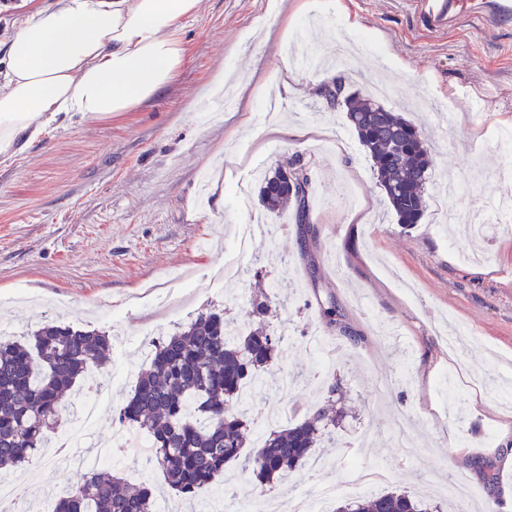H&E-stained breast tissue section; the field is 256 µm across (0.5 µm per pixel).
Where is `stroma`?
<instances>
[{
  "label": "stroma",
  "mask_w": 512,
  "mask_h": 512,
  "mask_svg": "<svg viewBox=\"0 0 512 512\" xmlns=\"http://www.w3.org/2000/svg\"><path fill=\"white\" fill-rule=\"evenodd\" d=\"M280 0H201L181 24L187 47L176 79L157 99L108 120L49 128L0 162V324L8 333L64 321L112 336L100 371L108 389L85 434L108 442L114 409L135 382L113 381L139 366L141 348L190 315L210 309L245 321L254 289L265 290L288 330L278 374H297L287 407L299 416L323 405L319 335L336 353L335 374L349 414L313 463L268 491L282 500L321 482L343 481L350 455L385 467L391 488L441 498L456 480L473 485L472 512H512V226L474 242L471 222L489 201L512 195L497 179L495 133L512 130V24L463 18L436 28L410 0H336L288 18ZM295 75L300 94L278 102L267 120L268 86ZM345 77L424 124L433 184L463 175L451 199L453 225L425 213L403 227L376 184L372 161L342 109L314 85ZM230 86L235 102L212 98ZM494 99L491 111L483 100ZM300 156L310 166L312 236L300 241L291 214L258 203L255 167ZM262 224L268 259L260 277L244 255L239 280L220 272L244 222ZM334 303L352 333L337 336L320 316ZM497 475L486 489L480 465ZM31 498L63 494L81 471L36 454ZM257 498L239 464L202 490L187 512H226L225 485Z\"/></svg>",
  "instance_id": "stroma-1"
}]
</instances>
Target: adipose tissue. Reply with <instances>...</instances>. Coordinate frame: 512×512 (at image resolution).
Returning a JSON list of instances; mask_svg holds the SVG:
<instances>
[{
    "label": "adipose tissue",
    "instance_id": "ef3b65f1",
    "mask_svg": "<svg viewBox=\"0 0 512 512\" xmlns=\"http://www.w3.org/2000/svg\"><path fill=\"white\" fill-rule=\"evenodd\" d=\"M201 0H56L0 55V157L58 118L109 119L157 98L179 73L181 21Z\"/></svg>",
    "mask_w": 512,
    "mask_h": 512
}]
</instances>
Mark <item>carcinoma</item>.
Returning <instances> with one entry per match:
<instances>
[{
    "label": "carcinoma",
    "mask_w": 512,
    "mask_h": 512,
    "mask_svg": "<svg viewBox=\"0 0 512 512\" xmlns=\"http://www.w3.org/2000/svg\"><path fill=\"white\" fill-rule=\"evenodd\" d=\"M342 105L398 223H418L427 208L424 184L433 164L423 132L375 98L352 93ZM309 192L308 168L296 156L264 176L258 200L270 214L292 212L304 238L311 233ZM270 310L269 298H251L250 322L243 327L222 311L190 317L153 344L148 367L115 411L120 424L147 432L164 482L180 501L209 486L232 462L256 487L271 485L302 465L338 424L336 414L319 408L247 446L242 388L265 381L264 372L284 343L266 323ZM321 317L327 328L349 336L334 305L321 306ZM111 348L104 332L54 322L16 340L0 336V469L30 461L59 425L64 394ZM155 499L147 483L131 486L110 469H93L54 503L52 512H154ZM443 508L394 490L349 499L333 512Z\"/></svg>",
    "instance_id": "carcinoma-1"
}]
</instances>
